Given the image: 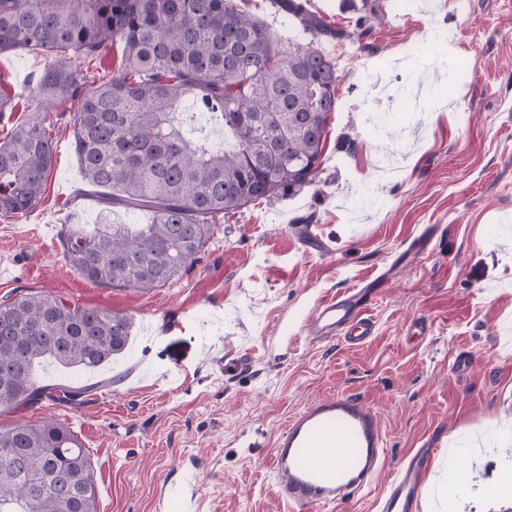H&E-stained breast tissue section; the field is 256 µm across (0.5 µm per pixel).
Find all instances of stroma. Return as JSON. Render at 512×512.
Returning a JSON list of instances; mask_svg holds the SVG:
<instances>
[{
	"mask_svg": "<svg viewBox=\"0 0 512 512\" xmlns=\"http://www.w3.org/2000/svg\"><path fill=\"white\" fill-rule=\"evenodd\" d=\"M306 2L350 34L322 45L342 79L314 186L226 215L165 287L89 282L61 242L101 213L83 195L66 101L51 115L40 204L0 217V301L50 292L133 322L126 351L97 371L36 367L38 384L93 386L83 404L0 413L1 428L51 419L78 436L97 512H184L192 493L198 512H286L274 438L340 393L377 410L387 451L368 492L334 512H373L430 437L419 512H512L493 486L512 462V0ZM409 42L419 51L407 61ZM46 63L0 54V78L20 93ZM426 231L429 246L411 250ZM385 271L365 345L303 331L318 299Z\"/></svg>",
	"mask_w": 512,
	"mask_h": 512,
	"instance_id": "obj_1",
	"label": "stroma"
}]
</instances>
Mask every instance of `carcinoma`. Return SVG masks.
<instances>
[{"label": "carcinoma", "mask_w": 512, "mask_h": 512, "mask_svg": "<svg viewBox=\"0 0 512 512\" xmlns=\"http://www.w3.org/2000/svg\"><path fill=\"white\" fill-rule=\"evenodd\" d=\"M302 45L284 43L238 0H0V53L35 51L53 63L27 94L0 88V121L26 100V117L0 142V215L35 210L53 166L48 112L77 103L73 150L106 218L148 210L149 224H97L64 238L84 279L150 290L174 280L224 215L313 185L336 112L338 64L317 44L344 30L301 0H277ZM121 46L117 71L88 82L82 65ZM200 92L224 131L214 142L177 111ZM132 321L52 293L0 302V411L48 399L80 405L96 385H37L51 358L94 369L121 354ZM0 512H97L93 464L77 435L54 421L0 430Z\"/></svg>", "instance_id": "carcinoma-1"}]
</instances>
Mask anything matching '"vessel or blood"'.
Wrapping results in <instances>:
<instances>
[{
    "label": "vessel or blood",
    "instance_id": "vessel-or-blood-1",
    "mask_svg": "<svg viewBox=\"0 0 512 512\" xmlns=\"http://www.w3.org/2000/svg\"><path fill=\"white\" fill-rule=\"evenodd\" d=\"M371 286L324 296L304 328L308 334L343 336L353 346L375 334L369 313ZM433 442L409 454L380 493L377 512H416L423 472ZM378 414L353 394L315 401L294 414L280 430L273 448V477L280 502L289 512H325L337 502L368 489L385 460Z\"/></svg>",
    "mask_w": 512,
    "mask_h": 512
}]
</instances>
